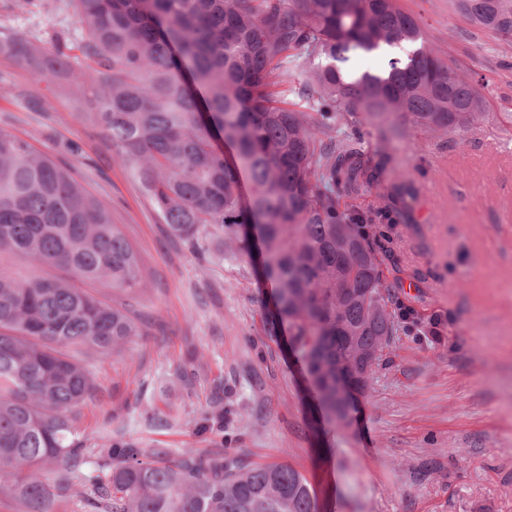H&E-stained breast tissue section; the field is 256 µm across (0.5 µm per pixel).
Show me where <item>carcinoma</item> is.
Returning a JSON list of instances; mask_svg holds the SVG:
<instances>
[{
	"label": "carcinoma",
	"instance_id": "cac0c4a2",
	"mask_svg": "<svg viewBox=\"0 0 512 512\" xmlns=\"http://www.w3.org/2000/svg\"><path fill=\"white\" fill-rule=\"evenodd\" d=\"M54 2L72 10L76 38L42 47L17 33L0 48L47 82L73 73L68 49L94 61L93 111L76 117L110 138L171 236L196 243L218 224L239 253L259 242L276 307L268 332L287 322L322 411L348 426L355 398L337 394L336 360L377 353L361 369L371 378L400 328L428 326L395 298L390 247L376 237L399 222L415 186L401 178L381 207L358 205L381 186L387 157L366 160L344 126L461 136L485 120L481 85L426 46L398 0ZM449 4L512 39V0ZM354 53L387 63L348 68ZM302 59L311 83L295 85ZM2 252L40 268L0 269V472L16 474L22 512H50L77 484L103 512H317L288 465L167 448L144 461L121 442L87 447L75 409L94 379L67 348L114 353L142 335L126 307L84 288L135 292L138 254L74 171L0 130Z\"/></svg>",
	"mask_w": 512,
	"mask_h": 512
}]
</instances>
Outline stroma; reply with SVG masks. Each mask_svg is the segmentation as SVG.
I'll return each instance as SVG.
<instances>
[{"label": "stroma", "instance_id": "obj_1", "mask_svg": "<svg viewBox=\"0 0 512 512\" xmlns=\"http://www.w3.org/2000/svg\"><path fill=\"white\" fill-rule=\"evenodd\" d=\"M399 2L439 56L483 85L491 113L461 143L363 132L366 156L390 159L386 182L401 174L416 187L388 280L445 325L435 339L399 331L347 428L321 416L287 326L267 333L273 288L256 260L231 254L216 226L197 247L171 237L100 127L79 120L84 100L0 50V130L76 168L143 270L135 294L93 288L145 333L113 354L75 349L98 386L76 411L88 447L115 439L287 464L319 512H512V125L501 115L512 107V44L448 0ZM75 29L49 0H0V40L21 31L48 47Z\"/></svg>", "mask_w": 512, "mask_h": 512}]
</instances>
